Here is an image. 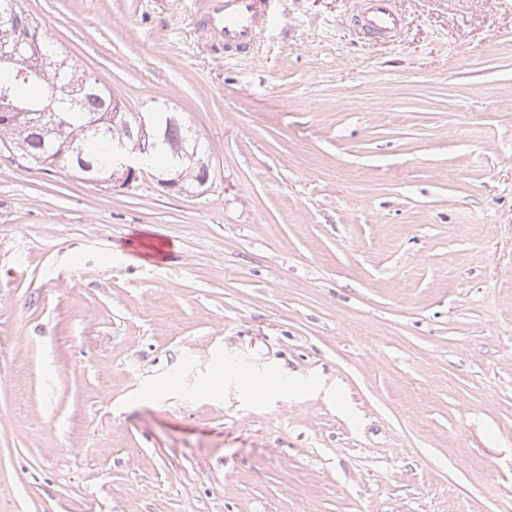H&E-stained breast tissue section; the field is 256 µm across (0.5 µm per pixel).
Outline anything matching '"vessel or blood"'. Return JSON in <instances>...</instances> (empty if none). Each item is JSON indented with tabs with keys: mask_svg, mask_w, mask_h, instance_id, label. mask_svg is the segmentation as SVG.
I'll list each match as a JSON object with an SVG mask.
<instances>
[{
	"mask_svg": "<svg viewBox=\"0 0 512 512\" xmlns=\"http://www.w3.org/2000/svg\"><path fill=\"white\" fill-rule=\"evenodd\" d=\"M206 37L227 55L251 53L275 20L278 0H196ZM350 14L371 33L394 38L405 20L394 0H350Z\"/></svg>",
	"mask_w": 512,
	"mask_h": 512,
	"instance_id": "obj_1",
	"label": "vessel or blood"
}]
</instances>
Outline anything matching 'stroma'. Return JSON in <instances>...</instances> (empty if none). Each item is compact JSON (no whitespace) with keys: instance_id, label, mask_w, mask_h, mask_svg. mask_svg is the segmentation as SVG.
Returning <instances> with one entry per match:
<instances>
[{"instance_id":"obj_1","label":"stroma","mask_w":512,"mask_h":512,"mask_svg":"<svg viewBox=\"0 0 512 512\" xmlns=\"http://www.w3.org/2000/svg\"><path fill=\"white\" fill-rule=\"evenodd\" d=\"M24 0L204 193L0 141V512H512V0ZM206 37L228 56L246 55L275 20L278 0H196ZM350 14L367 31L390 38L397 37L405 24L394 0H351Z\"/></svg>"}]
</instances>
